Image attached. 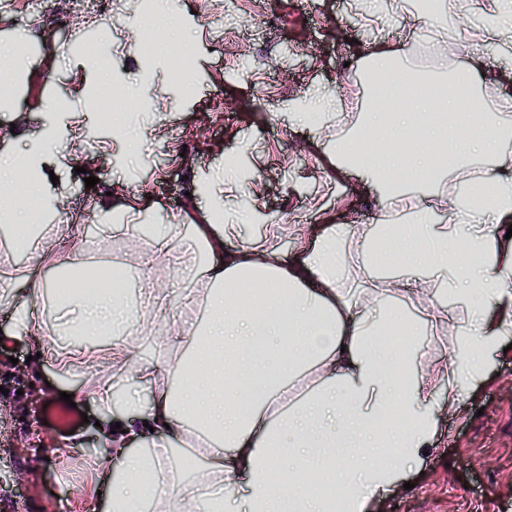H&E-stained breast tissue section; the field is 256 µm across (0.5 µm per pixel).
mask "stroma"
Here are the masks:
<instances>
[{
	"label": "stroma",
	"mask_w": 512,
	"mask_h": 512,
	"mask_svg": "<svg viewBox=\"0 0 512 512\" xmlns=\"http://www.w3.org/2000/svg\"><path fill=\"white\" fill-rule=\"evenodd\" d=\"M0 11V56L23 27L38 43L37 55L21 62V79L7 80L8 109L0 122L23 115L27 126H39L43 107L70 104L80 117L75 130H59L49 150L61 162L52 191L66 206L57 212L52 234L56 260L63 269L47 270V279L77 271L123 264L132 282L147 271L136 253L134 234L120 237L86 226L88 214L105 224H197L201 221L200 184L222 172L224 161L248 148L250 175L262 186L260 209L269 224H302L314 230L324 216L341 224H371L378 215L377 193L356 175L336 173L324 152L347 135L366 109L372 93L359 58L361 47L385 40L400 52L411 49L404 18L410 0H389L392 22L374 33L363 11L348 0H239V13L257 18L259 39L243 36L226 20L225 0H176L173 10L182 26V42L193 53V67L182 82L170 75L173 64L162 56L150 80L140 78L141 56L132 30L138 8L126 13L84 12L74 0H43L31 9L28 0H11ZM95 31L111 41L107 60L77 70L78 57L69 41ZM86 78L90 95H77L78 78ZM140 109L126 131L101 121L98 91L113 81ZM328 89L343 101L344 122L323 130L314 124L289 127L286 113L296 111L314 90ZM112 158L97 171L98 182L87 196L74 170L76 151ZM147 198L143 214H126L131 198ZM15 229L0 219V330L9 332L13 295L8 284L17 271L36 262L34 250L14 246ZM42 321L39 336L9 338L0 345V512H106L107 485L96 470L90 448L102 445L96 425L102 419L98 386L125 389L115 378L112 358L75 355L65 335L84 314L76 305L51 306L37 301ZM449 338L423 325L416 349L420 376L440 378L434 364L447 360ZM24 369H16V362ZM92 383L76 408L88 416L72 431L47 421L46 408L59 402L78 379ZM512 380V349L491 353L465 416L443 411L436 435L442 455L417 459L396 479L373 512H512V398L504 393ZM36 391L41 405L24 411L21 392ZM39 444L38 455L25 456L20 439Z\"/></svg>",
	"instance_id": "35a3bbf8"
}]
</instances>
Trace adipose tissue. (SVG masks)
Segmentation results:
<instances>
[{
	"instance_id": "1",
	"label": "adipose tissue",
	"mask_w": 512,
	"mask_h": 512,
	"mask_svg": "<svg viewBox=\"0 0 512 512\" xmlns=\"http://www.w3.org/2000/svg\"><path fill=\"white\" fill-rule=\"evenodd\" d=\"M425 18L444 26L449 15L479 12L482 23L460 34L456 51L475 57L478 49L497 52L494 74L479 79L466 70L422 80L400 69L393 53L377 46L366 66L415 101L412 109L387 101L365 113L353 135L328 153L329 165L356 174L374 186L383 207L410 199L412 187L439 182L450 169L471 178L478 159H491L481 183L485 210H468L449 195L442 208L413 206L407 224L390 232L386 220L374 224L286 226L293 248L281 262L257 204L247 205L246 223L220 224L224 209L243 205L236 174L224 172V186L210 190L198 224H167L147 241L151 264L168 269L185 234L206 253L193 264L186 307L202 306L198 319L175 320L171 290L147 280L153 298L142 319L164 353L139 356L140 339L128 335L112 346V367L130 382L159 393L152 405L130 394L101 434L110 455L99 460L109 475V512H369L405 465L435 453L438 427L433 392L408 383L416 344L417 312H426L452 339L449 362L438 373L446 391L442 404L459 413L469 390L485 372L488 353L512 338V114L477 110L480 88L512 77V0H434ZM438 112L453 123L435 120ZM74 115L52 104L41 127L18 130L34 143L14 168L1 175L14 185L13 203L28 198L38 209L54 208L48 190L51 162L39 146ZM236 249H226L229 241ZM359 281L350 290V278ZM29 288L15 291L16 330L37 335L33 306L46 286L39 265L24 276ZM448 301H441V294ZM106 337L127 317L123 293L103 305L99 295L81 297ZM404 336L388 345V332ZM149 439V453H132L131 438ZM197 442L200 461L191 481L173 466V445ZM295 464L282 469L280 454ZM121 457L120 475L112 473Z\"/></svg>"
}]
</instances>
